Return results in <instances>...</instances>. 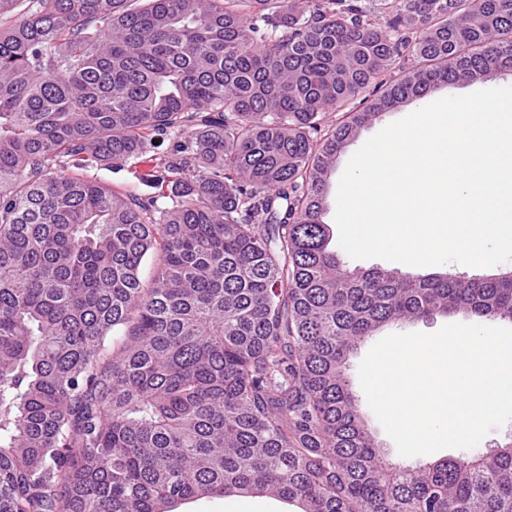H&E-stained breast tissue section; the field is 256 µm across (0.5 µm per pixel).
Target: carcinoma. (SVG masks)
<instances>
[{
	"instance_id": "cac0c4a2",
	"label": "carcinoma",
	"mask_w": 512,
	"mask_h": 512,
	"mask_svg": "<svg viewBox=\"0 0 512 512\" xmlns=\"http://www.w3.org/2000/svg\"><path fill=\"white\" fill-rule=\"evenodd\" d=\"M506 70L512 0H0V512H512V440L392 462L346 375L512 280L351 267L322 220L364 126ZM143 159L148 195L86 174ZM468 323V324H480L487 326H502V327H512V323L505 321H479L472 317L463 315V314H455L446 316H437L429 319H419V320H410V321H401L393 324L392 326L383 329L377 335L370 338L366 343L361 345L358 350L350 357L348 362V371L347 374L353 384L354 390L358 395L360 408L366 425L375 440L382 446L384 452L387 457L392 461H395L400 464L410 465V466H419L424 464L427 461H433L442 458L456 457L460 455H470L476 453H486L487 451L494 449L497 445L512 438V422L505 424L503 427L491 431L487 434L483 440L474 448L465 450V449H456V448H446L440 451H437L430 455L424 456H416L411 458H405L398 454L396 446L391 438L386 434L381 424L376 419L375 415L369 408L364 392L361 388L359 377H358V367L361 360L367 354L369 349L380 339L390 334H402L409 332H424V333H433L440 329L442 326L450 323ZM299 509L266 496L216 497L181 504L174 512H295Z\"/></svg>"
}]
</instances>
